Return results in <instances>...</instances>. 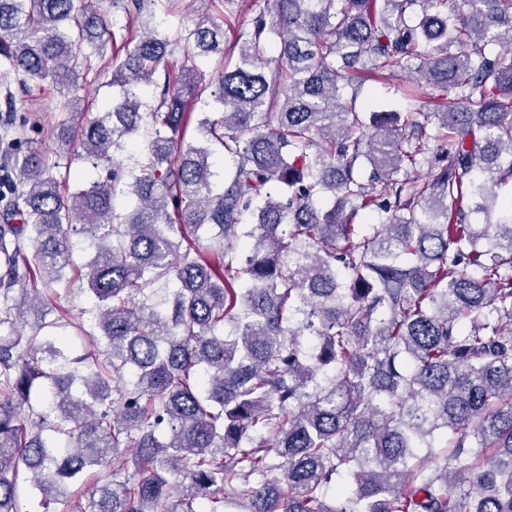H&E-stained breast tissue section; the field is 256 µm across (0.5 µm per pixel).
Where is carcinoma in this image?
<instances>
[{"instance_id": "cac0c4a2", "label": "carcinoma", "mask_w": 512, "mask_h": 512, "mask_svg": "<svg viewBox=\"0 0 512 512\" xmlns=\"http://www.w3.org/2000/svg\"><path fill=\"white\" fill-rule=\"evenodd\" d=\"M102 2L0 0L8 109L109 44L118 87L65 165L15 139L0 176V512L24 474L61 512H512V0H267L227 48L212 0L174 38ZM367 74L454 107L358 112ZM75 164L106 175L69 194ZM69 270L76 357L41 335ZM79 283L72 284L68 282V279H64L61 282L55 284L54 301L64 310H67L66 317L73 324H82L88 331L93 330L94 317L96 311L92 302L87 298L85 294H79L78 290Z\"/></svg>"}]
</instances>
